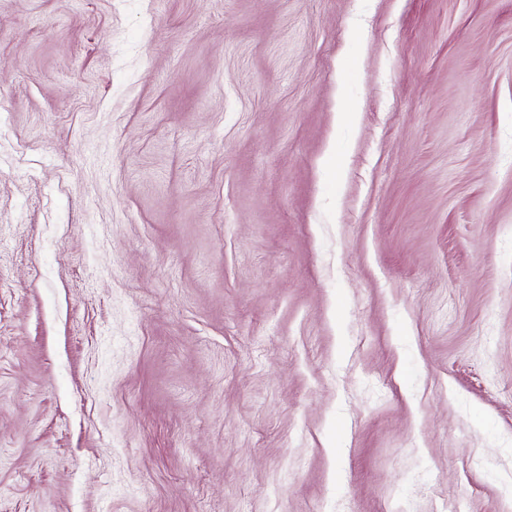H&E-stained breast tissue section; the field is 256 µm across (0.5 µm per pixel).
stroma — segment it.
Instances as JSON below:
<instances>
[{"instance_id": "obj_1", "label": "stroma", "mask_w": 512, "mask_h": 512, "mask_svg": "<svg viewBox=\"0 0 512 512\" xmlns=\"http://www.w3.org/2000/svg\"><path fill=\"white\" fill-rule=\"evenodd\" d=\"M1 99L0 512H512V0H0Z\"/></svg>"}]
</instances>
